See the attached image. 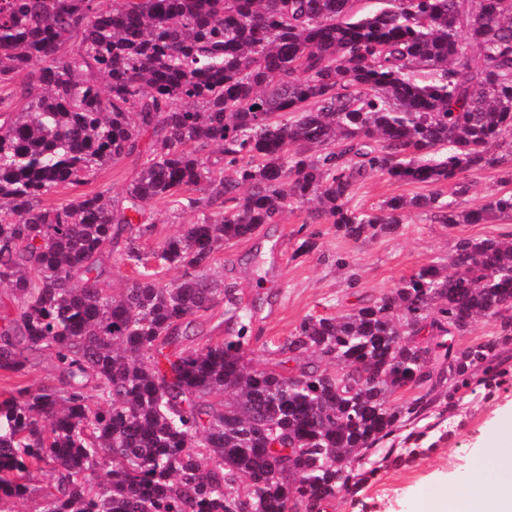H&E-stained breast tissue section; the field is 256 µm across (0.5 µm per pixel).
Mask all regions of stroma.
<instances>
[{
    "label": "stroma",
    "instance_id": "35a3bbf8",
    "mask_svg": "<svg viewBox=\"0 0 512 512\" xmlns=\"http://www.w3.org/2000/svg\"><path fill=\"white\" fill-rule=\"evenodd\" d=\"M140 162L124 157L103 165L90 179L65 184L43 197L42 204H56L94 191L125 196ZM464 191L454 184L430 186L397 184L371 172L360 178L353 207L371 209L394 195L408 198L434 192L455 197L459 209L471 210L493 194L512 190V167L475 169L463 176ZM310 206L292 207L276 223L263 227L257 237L229 243L217 250L207 270L216 284H233L245 307L253 313L249 355L253 369L297 373L298 361L279 352L302 320L310 315L336 316L380 298L420 267L443 263L457 239L504 238L512 223H438L424 211L410 210L397 232L355 241L337 232L335 225L311 221ZM147 217L153 233L145 238L146 251L157 250L180 233L183 225L197 221V210L165 200L151 204ZM313 237L316 246L298 253L299 244ZM64 376L51 354L37 357L24 374L0 370V394L44 385L62 387ZM512 418V386L487 393L476 388L454 411L444 412L445 436L435 449L411 464L390 465L377 473L356 497H336L327 512H416L422 492L434 488L454 495L488 491L492 483L475 477L473 461L495 437L499 426Z\"/></svg>",
    "mask_w": 512,
    "mask_h": 512
}]
</instances>
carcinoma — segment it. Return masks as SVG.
<instances>
[{
	"label": "carcinoma",
	"mask_w": 512,
	"mask_h": 512,
	"mask_svg": "<svg viewBox=\"0 0 512 512\" xmlns=\"http://www.w3.org/2000/svg\"><path fill=\"white\" fill-rule=\"evenodd\" d=\"M356 2L0 0V283L17 299L0 316V370L22 374L49 350L68 377L0 400V504L42 463L57 473L43 512H326L383 463L425 452L401 431L443 378L450 410L475 385H512L500 360L512 234L462 238L448 270L422 266L371 304L309 316L278 347L334 371L249 369L252 315L205 275L218 247L294 205L355 240L396 231L413 208L450 228L512 219V191L466 212L439 193L349 206L367 172L435 185L512 158V0ZM133 155L124 204L98 191L42 205ZM190 187L206 192L188 199L201 217L152 253L181 278L144 271L107 293L112 244L147 265L146 207ZM220 300L222 341L164 352ZM479 319L499 337L455 346ZM405 387L423 394L392 400Z\"/></svg>",
	"instance_id": "carcinoma-1"
}]
</instances>
